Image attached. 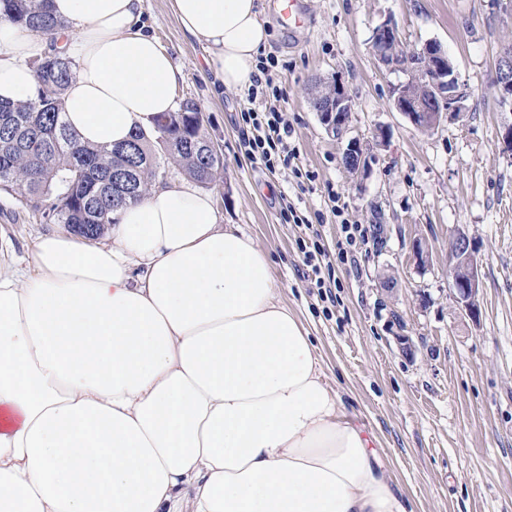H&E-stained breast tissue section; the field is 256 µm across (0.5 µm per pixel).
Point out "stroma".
I'll return each mask as SVG.
<instances>
[{
  "instance_id": "35a3bbf8",
  "label": "stroma",
  "mask_w": 512,
  "mask_h": 512,
  "mask_svg": "<svg viewBox=\"0 0 512 512\" xmlns=\"http://www.w3.org/2000/svg\"><path fill=\"white\" fill-rule=\"evenodd\" d=\"M269 32L265 57L288 81L282 102L297 167L268 171L243 146L248 91L224 90L203 45L183 33L169 0H145L141 21L182 72L176 99L190 98L224 155L209 188L219 224H238L269 255L280 299L313 337L327 382L370 434L383 470L412 512H512V155L497 132L503 108L493 85L496 60L512 43V9L502 0H302L300 27L282 24L272 0H259ZM395 24L403 41L441 43L470 96L463 112L435 130H416L392 106L404 76L370 51L374 29ZM339 78L355 100L349 136L367 141L370 161L353 175L343 142L311 108L316 80ZM386 130V140L376 139ZM306 216L284 223L282 202ZM340 207L343 217L334 216ZM389 229L387 249L367 245L343 262L341 219ZM463 229L482 260L481 314L463 315L448 278L450 235ZM33 219L25 203L0 198V236L16 256L59 232ZM319 241L335 282L332 299L308 280L300 241ZM429 252L414 258L415 244ZM394 282L392 293L380 281ZM408 334L412 353L397 337Z\"/></svg>"
}]
</instances>
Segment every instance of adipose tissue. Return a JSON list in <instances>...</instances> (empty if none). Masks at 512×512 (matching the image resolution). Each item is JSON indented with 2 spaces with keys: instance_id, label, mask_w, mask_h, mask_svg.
<instances>
[{
  "instance_id": "ef3b65f1",
  "label": "adipose tissue",
  "mask_w": 512,
  "mask_h": 512,
  "mask_svg": "<svg viewBox=\"0 0 512 512\" xmlns=\"http://www.w3.org/2000/svg\"><path fill=\"white\" fill-rule=\"evenodd\" d=\"M144 0H52L74 74L64 120L112 145L175 108ZM222 87L252 86L256 0H171ZM48 49L0 19V98ZM108 239L0 238V512H410L278 297L269 256L189 178L151 186Z\"/></svg>"
}]
</instances>
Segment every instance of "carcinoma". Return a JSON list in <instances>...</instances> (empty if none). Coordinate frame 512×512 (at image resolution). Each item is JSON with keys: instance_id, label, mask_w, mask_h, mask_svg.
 <instances>
[{"instance_id": "1", "label": "carcinoma", "mask_w": 512, "mask_h": 512, "mask_svg": "<svg viewBox=\"0 0 512 512\" xmlns=\"http://www.w3.org/2000/svg\"><path fill=\"white\" fill-rule=\"evenodd\" d=\"M52 0H0V17L38 34L66 27ZM36 95L24 102L0 99V194L21 197L32 215L98 239L112 213L141 199L161 165L175 163L204 187L224 170V157L203 155L195 146L209 133L202 110L191 99L155 119L148 138L134 134L113 148L80 142L62 120L61 96L73 71L71 59L50 51L30 62ZM135 167V189L115 180Z\"/></svg>"}]
</instances>
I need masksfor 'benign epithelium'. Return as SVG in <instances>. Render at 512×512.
<instances>
[{
  "label": "benign epithelium",
  "instance_id": "benign-epithelium-1",
  "mask_svg": "<svg viewBox=\"0 0 512 512\" xmlns=\"http://www.w3.org/2000/svg\"><path fill=\"white\" fill-rule=\"evenodd\" d=\"M371 51L386 69L404 71L406 79L396 88L393 107L416 129L432 131L448 113L464 109L469 92L459 82L454 63L439 43L426 41L409 45L398 37L395 26L386 21L376 27ZM494 85L500 102L512 107L511 45L500 52ZM311 104L327 130L342 138L355 106L354 98L345 87L337 81L329 83L315 94ZM369 156L368 144L351 139L342 152L341 163L349 173L356 175L368 166ZM480 267L481 258L469 237L459 229L454 231L448 276L456 302L473 321L479 319L481 311Z\"/></svg>",
  "mask_w": 512,
  "mask_h": 512
}]
</instances>
